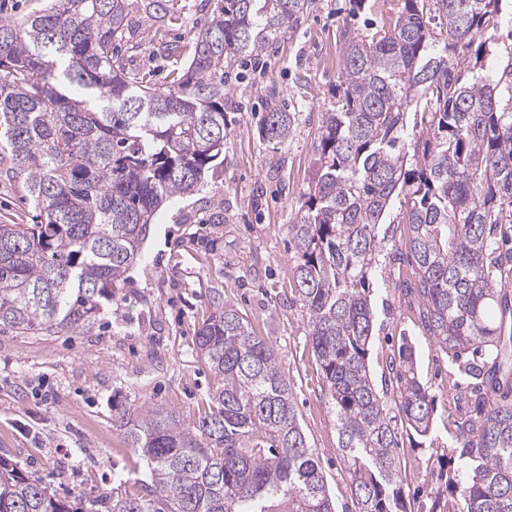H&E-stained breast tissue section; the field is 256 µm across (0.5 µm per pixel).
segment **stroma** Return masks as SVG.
Wrapping results in <instances>:
<instances>
[{
  "label": "stroma",
  "instance_id": "35a3bbf8",
  "mask_svg": "<svg viewBox=\"0 0 512 512\" xmlns=\"http://www.w3.org/2000/svg\"><path fill=\"white\" fill-rule=\"evenodd\" d=\"M174 20L136 19L127 67L158 90L173 86L182 63L167 45L190 46L193 33L221 13L226 0H173ZM382 0L353 12L350 0H312L294 28L265 52L264 74L245 59L224 68L227 136L224 164L189 197L159 211L129 279L98 316L92 333L18 336L0 332V458L45 479L62 493L135 477L136 458L112 426V405H161L194 422L209 401L212 375L194 346L195 327L210 312L213 293L245 313L279 352L304 432L316 449L336 512H358L338 453L335 416L321 392L307 341V317L295 300L285 226L318 168L323 114L340 77L344 24L364 29L387 18ZM489 73L512 51V0H502L497 28L483 32ZM297 115L281 149L257 128L269 102ZM223 223H210L212 213ZM410 262L386 266L373 283L378 363L401 339L415 348L421 382L435 399L433 445L402 446L405 488L421 512L457 467L453 421L464 415V382L449 372L447 354L428 337L413 297L397 290L411 279Z\"/></svg>",
  "mask_w": 512,
  "mask_h": 512
}]
</instances>
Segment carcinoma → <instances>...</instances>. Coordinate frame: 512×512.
Listing matches in <instances>:
<instances>
[{"mask_svg":"<svg viewBox=\"0 0 512 512\" xmlns=\"http://www.w3.org/2000/svg\"><path fill=\"white\" fill-rule=\"evenodd\" d=\"M501 0H396L362 32L341 31L343 63L324 113L319 166L286 225L296 300L336 417L358 512H411L398 434L422 448L434 396L402 337L375 380L373 280L410 257L429 338L473 380L453 421L454 512H512V55L491 75L460 49L499 24ZM309 0H229L194 34L178 90L130 76L116 44L168 0H45L0 21V166L33 205L0 224V331H91L139 261L160 207L224 164V84L235 58L293 28ZM424 128L411 135L407 114ZM295 115L272 105L260 137L286 145ZM398 204L404 249L384 229ZM195 345L214 377L192 423L160 406L112 407L143 466L129 486L67 497L0 458V512H335L279 353L247 316L212 300Z\"/></svg>","mask_w":512,"mask_h":512,"instance_id":"carcinoma-1","label":"carcinoma"}]
</instances>
